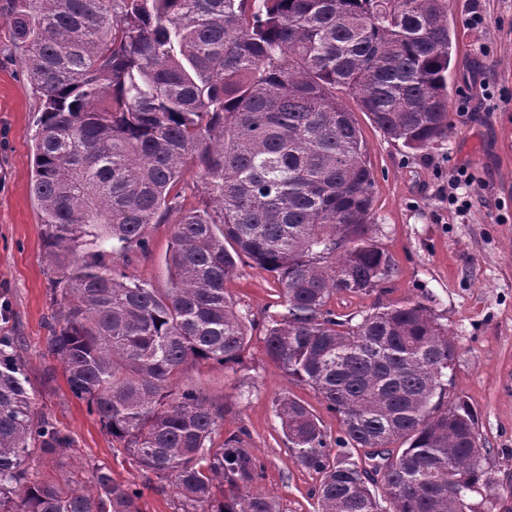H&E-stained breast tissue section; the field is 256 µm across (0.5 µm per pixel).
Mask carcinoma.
<instances>
[{
  "label": "carcinoma",
  "instance_id": "carcinoma-1",
  "mask_svg": "<svg viewBox=\"0 0 512 512\" xmlns=\"http://www.w3.org/2000/svg\"><path fill=\"white\" fill-rule=\"evenodd\" d=\"M9 27L39 93L31 193L53 267L48 352L173 512H276L239 491L262 466L224 408L182 376L238 365L248 315L224 283L246 257L273 274L281 309L266 356L340 417L274 399L297 461L320 476L319 512H512L492 489L478 417L446 401L454 343L419 300L358 321L329 308L396 273L373 236L375 179L344 91L388 138H448L457 48L448 0H9ZM204 206L184 207L188 180ZM175 224L170 288L116 266ZM15 336H0V512H142L105 467L75 492L31 478L73 438L35 407ZM384 470L378 484L371 472ZM453 491H448V487Z\"/></svg>",
  "mask_w": 512,
  "mask_h": 512
}]
</instances>
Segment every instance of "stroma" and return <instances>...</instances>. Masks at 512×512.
Listing matches in <instances>:
<instances>
[{"mask_svg": "<svg viewBox=\"0 0 512 512\" xmlns=\"http://www.w3.org/2000/svg\"><path fill=\"white\" fill-rule=\"evenodd\" d=\"M479 4L484 28L467 24ZM458 30L450 88L453 128L447 139L424 152L407 151L388 140L364 113H357L375 177V239L391 257L396 274L371 294L338 295L331 308L340 316H361L375 304L428 298L439 323L457 347L451 396L463 397L478 413L477 437L489 454L484 462L496 492L512 489V0H450ZM9 0H0V336H16L37 407L74 439L70 459L29 461L34 478L87 489L94 467L111 470L116 481L139 474L126 453L87 406L74 398L46 340L52 312L50 272L42 227L30 193L34 134L40 99L19 66L8 24ZM490 86L494 101L484 100ZM466 168L469 186L449 182ZM457 204H450V194ZM174 227L152 224L147 252L120 261L131 278L163 290L170 286L167 258ZM227 297L240 312L262 321L280 308L273 276L239 263L228 278ZM187 383L224 406L221 436L243 433L247 451L263 474L249 490L272 498L277 512H318L319 475L292 454L273 401L290 396L306 402L329 434L340 418L318 395L268 360L259 329L241 364L222 369L188 366Z\"/></svg>", "mask_w": 512, "mask_h": 512, "instance_id": "1", "label": "stroma"}]
</instances>
